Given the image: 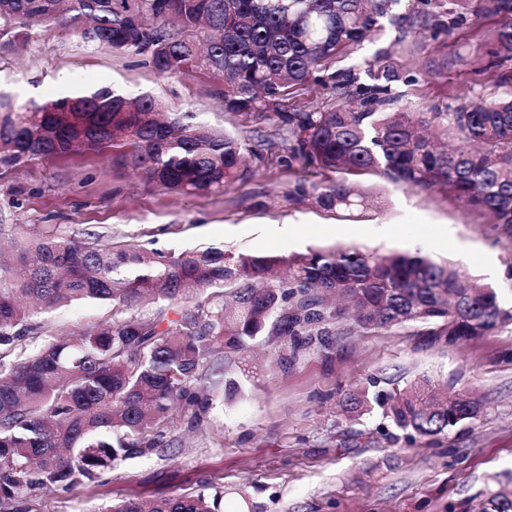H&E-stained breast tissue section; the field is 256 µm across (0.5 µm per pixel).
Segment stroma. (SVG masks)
I'll use <instances>...</instances> for the list:
<instances>
[{"label":"stroma","instance_id":"stroma-1","mask_svg":"<svg viewBox=\"0 0 512 512\" xmlns=\"http://www.w3.org/2000/svg\"><path fill=\"white\" fill-rule=\"evenodd\" d=\"M412 0H395L376 41L337 59L340 69L364 73L377 51L416 75L412 111L451 107L473 93L501 96V67L478 57L481 34L493 18H467L451 42L424 30H404L393 16ZM420 45L419 56L399 51L400 40ZM459 63L442 78L422 72L421 60L441 52ZM95 90L113 88L158 95L172 112L252 139L270 134L252 168L225 193L178 195L144 182L115 161L112 147L60 158H35L0 169V244L23 233L54 234L79 242L103 237L121 246L178 251L221 246L230 251L289 256L310 248L355 246L388 255L421 254L452 262L484 279L488 259L512 263V243L478 216L438 192L399 188L382 175L359 177L382 194L381 209L350 218L310 205H292L281 190L288 179L279 160L284 141L266 117L226 112L219 83L186 71L160 76L146 57L115 53L82 42L55 26L38 28L20 50L0 48V91L20 103L59 93L62 82ZM112 316L108 304L82 303L36 314V336H74ZM428 324H336L328 350H311L280 362L283 340L261 335L240 353L217 351L207 365L210 406L200 422L181 412L165 421L168 447L122 461L106 484L20 498L16 512H91L121 498L152 500L224 490V512H479L488 491L512 492V324L456 343L432 341ZM242 385L224 398V373ZM429 380L449 396L477 402L480 411L437 437L405 443L379 407L345 413L344 393H399Z\"/></svg>","mask_w":512,"mask_h":512}]
</instances>
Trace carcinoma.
Segmentation results:
<instances>
[{"label": "carcinoma", "mask_w": 512, "mask_h": 512, "mask_svg": "<svg viewBox=\"0 0 512 512\" xmlns=\"http://www.w3.org/2000/svg\"><path fill=\"white\" fill-rule=\"evenodd\" d=\"M393 0H0V41L28 42L54 23L83 42L142 55L163 76L195 70L222 81L224 111L273 118L293 161L321 179L284 184L293 204L358 216L376 197L343 175L382 173L391 182L448 197L512 240V70L508 92L475 93L448 111L389 108L406 96L397 84L417 79L379 54L359 81L336 59L376 35ZM497 17L479 44L493 64L512 63V0H416L397 18L408 29L450 38L457 19ZM456 58L422 63L439 78ZM319 86L329 103L299 100ZM78 105L80 111L68 108ZM110 143L116 161L149 183L183 194L222 193L249 168L257 150L235 135L168 112L150 94L110 88L22 106L0 95V168L35 157L76 154ZM334 173L336 177L327 176ZM346 300L364 326L406 321L436 325L448 342L512 321L495 288L450 264L419 254L382 256L352 248L309 249L285 257L226 251L181 252L129 243H80L45 235L0 252V512L20 497L98 482L114 464L165 444L163 422L179 410L197 421L207 359L241 351L268 332L290 338L293 354L325 347L328 326L344 315L325 303ZM156 307L135 312L142 299ZM72 302L112 304V318L81 336L22 344L30 315ZM428 381L399 397H375L405 441L438 436L474 418L476 402L439 400ZM368 404L348 392L349 414ZM222 492L126 499L102 512H221ZM482 512H512V496L489 493Z\"/></svg>", "instance_id": "cac0c4a2"}]
</instances>
